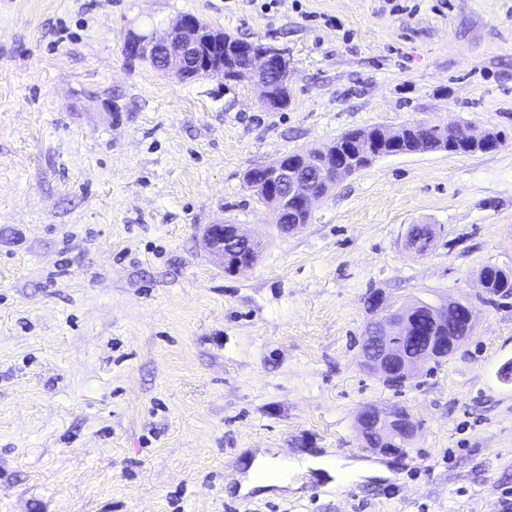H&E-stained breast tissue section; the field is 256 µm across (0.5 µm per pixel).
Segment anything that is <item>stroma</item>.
<instances>
[{
    "label": "stroma",
    "mask_w": 512,
    "mask_h": 512,
    "mask_svg": "<svg viewBox=\"0 0 512 512\" xmlns=\"http://www.w3.org/2000/svg\"><path fill=\"white\" fill-rule=\"evenodd\" d=\"M186 14L283 50L287 108L124 53ZM415 122L505 141L377 158L288 234L245 181ZM224 220L262 240L245 272L204 247ZM488 265L512 270V0H0V512H512ZM372 292L468 300L476 328L388 387L361 364ZM369 405L417 422L403 453L367 446ZM266 456L287 485H253Z\"/></svg>",
    "instance_id": "stroma-1"
}]
</instances>
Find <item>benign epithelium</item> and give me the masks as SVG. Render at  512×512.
I'll return each mask as SVG.
<instances>
[{
    "mask_svg": "<svg viewBox=\"0 0 512 512\" xmlns=\"http://www.w3.org/2000/svg\"><path fill=\"white\" fill-rule=\"evenodd\" d=\"M227 40L229 37L224 32L205 25L195 16H184L160 33H129L123 49L128 56L149 63L157 52L163 60L158 72L164 76L185 79L201 73H224V47ZM280 58L278 51L255 43L245 49V55L242 56L244 67L241 74L244 79L260 85L262 102L268 107L273 106L269 73ZM420 128L430 136L435 133L450 134L451 144L467 153L494 152L493 139H485L478 133H464L446 126L425 123ZM357 141L360 142L357 153L346 157L344 163L337 167L320 171L319 180L323 181L324 190L333 187L339 178L354 173L358 164L368 165L383 156L377 150L383 141L389 146V151L403 152L407 128L404 125L397 128L383 127L377 133L364 132L357 135ZM308 169L309 164L304 154L289 153L267 166L249 170L247 182L252 190L265 184L273 199L279 196L280 190L286 188L296 207L309 213L323 195L313 190L312 181L303 180L302 175ZM204 240L210 254L226 266L232 253L243 247L254 246L256 238L241 225L224 221L208 225ZM407 327L408 322L390 310L375 312V318L364 336L368 345L366 353L362 354L364 366L380 377H386L385 363L395 356L397 338L407 334Z\"/></svg>",
    "mask_w": 512,
    "mask_h": 512,
    "instance_id": "benign-epithelium-1",
    "label": "benign epithelium"
}]
</instances>
